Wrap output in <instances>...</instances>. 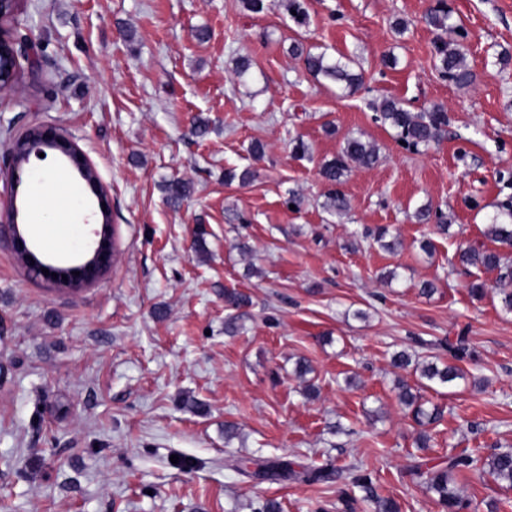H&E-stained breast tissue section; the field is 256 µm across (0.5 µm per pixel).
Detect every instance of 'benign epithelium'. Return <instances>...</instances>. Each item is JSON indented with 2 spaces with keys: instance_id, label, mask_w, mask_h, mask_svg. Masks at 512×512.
<instances>
[{
  "instance_id": "7a95c632",
  "label": "benign epithelium",
  "mask_w": 512,
  "mask_h": 512,
  "mask_svg": "<svg viewBox=\"0 0 512 512\" xmlns=\"http://www.w3.org/2000/svg\"><path fill=\"white\" fill-rule=\"evenodd\" d=\"M23 0H0V38L3 37V31L13 26L14 17L18 12ZM12 55L9 62L0 66V87L5 88L15 84L21 73L20 60L28 62L30 67H35L34 49L27 38L18 34H13ZM23 141L27 142L26 149L22 154H17L13 149L7 154V171L10 185V204L11 221L9 227L13 238L20 242L18 256L21 263L35 277H42L47 281L66 287L71 290H78L86 284L96 280L110 265L113 256L111 226L105 224L104 211L100 210L96 214V227L93 229L95 240L93 246L86 252L82 265L84 266L83 280H63L54 275L55 267L42 261L28 259L32 251L26 247L25 240L21 236L19 224L17 222L18 209L16 206L17 191L23 177L30 173L33 168V162L41 160L39 154L46 152V146L55 144L59 149H65L73 146L64 134L53 129L39 127L35 130L28 129L24 134ZM47 269L48 273H43L42 269Z\"/></svg>"
}]
</instances>
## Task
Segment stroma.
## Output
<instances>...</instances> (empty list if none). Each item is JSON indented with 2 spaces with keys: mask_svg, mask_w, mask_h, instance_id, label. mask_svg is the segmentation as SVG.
<instances>
[{
  "mask_svg": "<svg viewBox=\"0 0 512 512\" xmlns=\"http://www.w3.org/2000/svg\"><path fill=\"white\" fill-rule=\"evenodd\" d=\"M267 2L256 15L241 0H24L14 27L38 65L0 90V157L28 128L63 131L107 193L115 257L72 291L29 275L0 235V512H256L267 499L282 512H336L346 488L336 477L256 480L225 466L231 456L358 462L400 512H442L408 474L413 461L512 451V314L492 291L469 294L497 271L458 260L462 248L493 247L487 217L512 201V0H448L474 74L465 87L434 67L436 33L422 20L431 0H307L304 27ZM296 39L354 59L363 88L348 95L307 74L288 52ZM389 55L396 65H384ZM240 56L252 63L243 79ZM386 97L445 107L447 134L403 148L376 119ZM350 135L375 143L380 160L352 169L339 217L323 207L320 166ZM296 137L305 159L291 154ZM231 168L255 178L225 184ZM176 179L190 195L174 208L165 185ZM55 186L68 193L66 223L19 225L51 264L87 246L96 202L52 153L21 184L23 208ZM425 205L447 233L416 219ZM377 225L397 237L394 251L361 237ZM425 238L433 254L420 250ZM392 268L401 277L385 283ZM424 280L432 296L420 294ZM228 289L250 304L226 307ZM463 329L476 359L456 386L424 389L444 414L418 448L394 388L418 376L391 356L447 361L438 343ZM301 359L312 398L293 373ZM455 480L469 512H512V488L491 475Z\"/></svg>",
  "mask_w": 512,
  "mask_h": 512,
  "instance_id": "1",
  "label": "stroma"
}]
</instances>
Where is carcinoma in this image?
I'll use <instances>...</instances> for the list:
<instances>
[{
	"label": "carcinoma",
	"instance_id": "cac0c4a2",
	"mask_svg": "<svg viewBox=\"0 0 512 512\" xmlns=\"http://www.w3.org/2000/svg\"><path fill=\"white\" fill-rule=\"evenodd\" d=\"M277 7L290 13V18L300 27L307 25L308 11L305 0H278ZM296 14H291V11ZM450 9L446 0H435L424 15L427 26L436 31L448 29ZM435 67L440 75L457 84L466 85L472 80V72L460 41L448 42L437 37L435 43ZM289 52L295 58L302 60L305 68L312 75L321 76L331 82L342 84L353 94L363 83L362 73L353 70V61L348 59L331 60L326 52H313L312 48L301 42H294ZM377 119L392 129L398 140L407 143V148L416 152L427 149L437 142L444 128L448 126V113L441 107L430 110H415L404 102L384 98L377 106ZM379 161L377 146L360 137L351 136L345 139L341 150L335 157L322 163L320 174L329 184L342 182L351 168H370ZM189 192L186 183L173 180L166 186L167 199L178 206ZM325 207L338 214L346 212L350 203L341 192L329 194ZM488 233L493 241L502 245L512 246V205H502L489 218ZM364 235L371 238L384 250L394 248L395 241L387 239L389 229L377 227L366 229ZM462 266H482L499 271L495 285L496 294L500 299L501 310L512 313V260L498 250L463 249L459 253ZM452 353V361L448 363L428 362L420 369V378L430 385L448 386L466 378V372L461 363L472 359L474 352L467 342L465 333H460L455 342L446 343ZM398 400L401 405L410 410L413 419L420 425H431L442 418V409L437 405L424 406L419 402V396L406 382L400 380ZM255 465L278 474L281 479H295L303 482H319L329 479V472L323 467L306 468L296 471L293 463L280 460H264L261 458L237 459V470L247 472V467ZM348 485L368 493L364 500L371 501L374 512H397V506L389 499L374 497L371 491L372 479L369 472L359 463H353L346 468ZM469 471H487L497 481L512 486V451L495 452L487 457H477L471 453L453 454L448 459L437 464L424 460H416L409 468L410 475L437 496V503L442 512H465L469 503L462 495L456 482L450 479V474Z\"/></svg>",
	"mask_w": 512,
	"mask_h": 512
}]
</instances>
